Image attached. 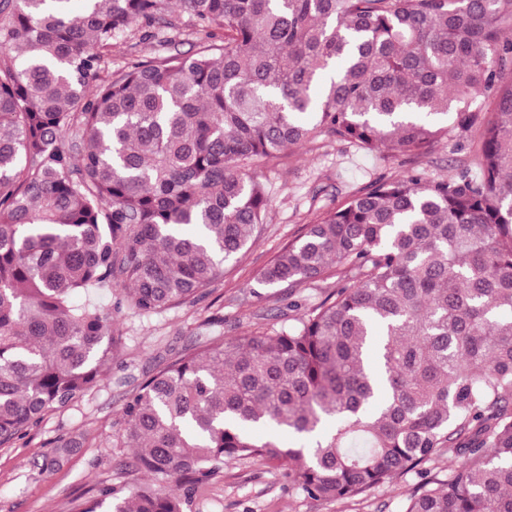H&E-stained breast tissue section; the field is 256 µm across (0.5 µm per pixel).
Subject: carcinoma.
<instances>
[{
  "instance_id": "carcinoma-1",
  "label": "carcinoma",
  "mask_w": 512,
  "mask_h": 512,
  "mask_svg": "<svg viewBox=\"0 0 512 512\" xmlns=\"http://www.w3.org/2000/svg\"><path fill=\"white\" fill-rule=\"evenodd\" d=\"M70 2L0 0V446L101 381L120 331L98 289L150 315L224 276L265 223L259 162L317 138L425 152L475 129L479 176L380 177L305 225L259 281L354 275L296 323L146 380L120 446L162 483L98 487L79 512H186L240 460L279 462L315 500L414 471L404 512H512V0ZM171 2L198 50L88 98L126 31L173 44ZM445 448L459 466L427 475Z\"/></svg>"
}]
</instances>
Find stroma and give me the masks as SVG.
I'll use <instances>...</instances> for the list:
<instances>
[{"mask_svg": "<svg viewBox=\"0 0 512 512\" xmlns=\"http://www.w3.org/2000/svg\"><path fill=\"white\" fill-rule=\"evenodd\" d=\"M140 37L132 31L117 41L101 80L163 50L194 51L204 40L188 20L168 48L143 44ZM478 155L477 133L452 132L420 156L368 153L320 138L263 164L260 172L272 199L267 221L251 248L226 266L223 279L205 297L146 316L118 304V292L100 291V301L113 307L122 334L117 356L97 387L67 410L48 414L25 439L0 447V512H79L97 486L128 490L149 483V476L136 466L133 449L117 444L124 427L123 406L148 377L215 339L293 323L336 290L344 271H330L326 279L291 292L262 285L258 276L304 225L342 206L369 181L412 169L430 180L455 177L464 167L475 175ZM64 442L70 443V450L57 453ZM54 455L59 462L52 466L48 460ZM419 484V476L411 472L356 498L324 502L293 485L284 469L243 460L196 485L188 512H402Z\"/></svg>", "mask_w": 512, "mask_h": 512, "instance_id": "obj_1", "label": "stroma"}]
</instances>
